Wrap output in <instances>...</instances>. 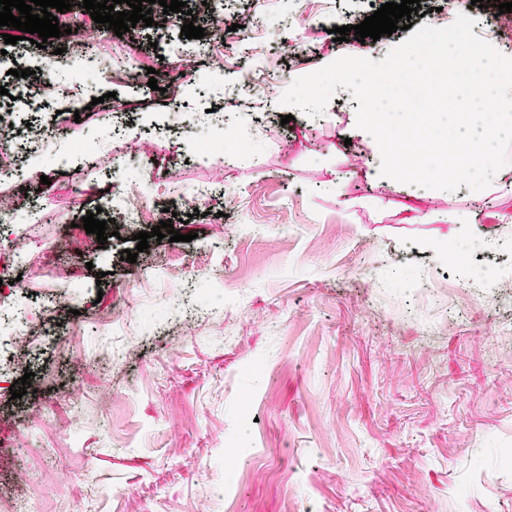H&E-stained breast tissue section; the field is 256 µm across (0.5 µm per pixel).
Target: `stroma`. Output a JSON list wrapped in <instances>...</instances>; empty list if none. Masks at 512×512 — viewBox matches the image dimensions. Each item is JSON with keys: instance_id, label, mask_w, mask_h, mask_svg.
<instances>
[{"instance_id": "obj_1", "label": "stroma", "mask_w": 512, "mask_h": 512, "mask_svg": "<svg viewBox=\"0 0 512 512\" xmlns=\"http://www.w3.org/2000/svg\"><path fill=\"white\" fill-rule=\"evenodd\" d=\"M222 2L229 22L261 25L212 45L219 69L180 64L182 26L205 18L119 37L71 8L101 56L158 72L153 88L114 75L96 105L78 89L50 103L52 61L78 74V53L0 41V86L53 131L0 183L16 204L0 257L111 211L128 179L184 236L132 263L135 241L114 236L60 252L81 289L70 305L51 306L50 272L22 268L0 330L26 315L35 359L20 398L0 371V512L16 498L28 512H512V288L460 294L442 253L456 242L473 265H512V249H484L512 238V169L477 192L401 183L380 176L350 91L317 117L280 105L296 78L407 39H333L385 0ZM26 68L39 89L16 78ZM218 129L243 143L197 155ZM90 137L95 161L67 155Z\"/></svg>"}]
</instances>
